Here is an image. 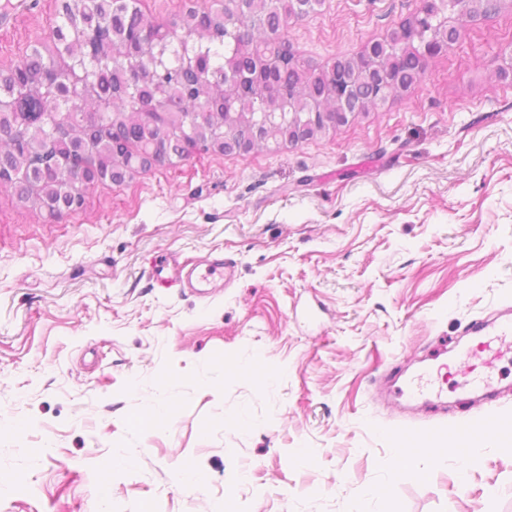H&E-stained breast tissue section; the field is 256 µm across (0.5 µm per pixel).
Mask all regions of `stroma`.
<instances>
[{
  "instance_id": "stroma-1",
  "label": "stroma",
  "mask_w": 512,
  "mask_h": 512,
  "mask_svg": "<svg viewBox=\"0 0 512 512\" xmlns=\"http://www.w3.org/2000/svg\"><path fill=\"white\" fill-rule=\"evenodd\" d=\"M417 6L324 0L285 38L328 66ZM60 9L0 0V62L56 43ZM511 65L507 8L301 144L199 153L53 217L0 187V512H355L391 429L442 445L512 420V356L496 400L456 388L481 347L464 327L512 303ZM228 260L232 283L175 281ZM442 347L437 408L405 387ZM473 456L441 448L369 512H512V434Z\"/></svg>"
}]
</instances>
